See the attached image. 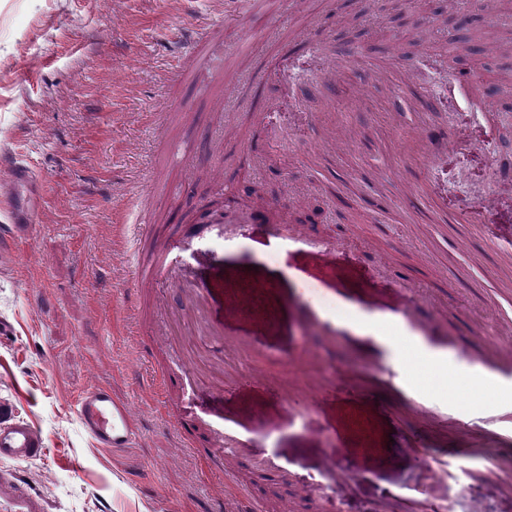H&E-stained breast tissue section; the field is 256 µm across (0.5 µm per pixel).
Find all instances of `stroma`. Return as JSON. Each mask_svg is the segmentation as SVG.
<instances>
[{
	"mask_svg": "<svg viewBox=\"0 0 512 512\" xmlns=\"http://www.w3.org/2000/svg\"><path fill=\"white\" fill-rule=\"evenodd\" d=\"M218 9L235 6L0 0V156L33 173L16 191L0 167V200L19 194L42 215L30 238L0 246V399L46 446L18 471L48 512H235L225 470L255 472L267 456L285 472L252 489L281 512H378L402 492L446 512H512V489L484 469L490 440L433 433L399 393L479 430L512 417V388L449 400L427 351L410 372L354 331L425 297L463 345L512 331V0H256L254 22L214 33L221 79L203 91L176 41ZM420 98L426 111H413ZM423 127L447 140L438 187L405 143ZM174 143L188 167L170 165ZM144 166L146 193L126 196ZM205 209L227 216L220 240L174 261L208 281L220 344L193 335L179 280L128 275L134 254ZM139 216L140 232L119 237ZM283 225L308 246L283 245ZM240 282L267 287L263 310L227 313ZM317 299L349 332L323 365L325 390L282 398L277 382L302 379L304 350L323 349L292 310ZM241 338L251 359L236 356ZM172 358L198 372L192 396L152 383ZM365 363L377 386L345 382ZM93 384L129 400L132 447L96 448L83 428L76 396ZM197 412L244 422L250 452L209 465L176 430ZM413 439L422 447L406 453ZM327 454L355 477L343 492L322 479ZM435 457L438 484L420 481Z\"/></svg>",
	"mask_w": 512,
	"mask_h": 512,
	"instance_id": "obj_1",
	"label": "stroma"
}]
</instances>
